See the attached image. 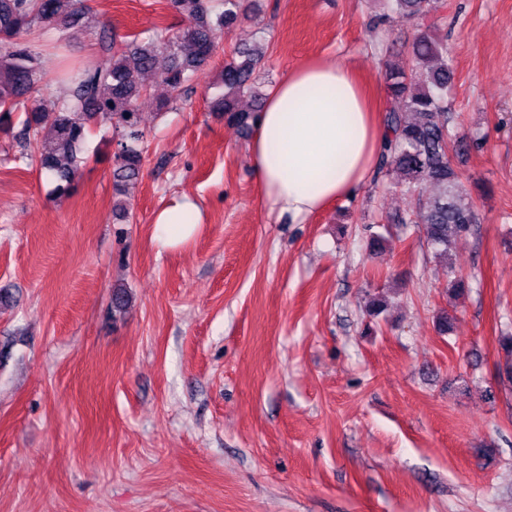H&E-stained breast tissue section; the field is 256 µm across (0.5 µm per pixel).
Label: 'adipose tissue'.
Returning <instances> with one entry per match:
<instances>
[{
	"mask_svg": "<svg viewBox=\"0 0 512 512\" xmlns=\"http://www.w3.org/2000/svg\"><path fill=\"white\" fill-rule=\"evenodd\" d=\"M385 137L354 67L316 61L268 91L249 145L251 169L270 209L303 222L367 181ZM199 228V210L186 198L159 212L155 238L179 246Z\"/></svg>",
	"mask_w": 512,
	"mask_h": 512,
	"instance_id": "obj_1",
	"label": "adipose tissue"
}]
</instances>
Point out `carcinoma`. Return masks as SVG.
I'll list each match as a JSON object with an SVG mask.
<instances>
[{"label":"carcinoma","instance_id":"obj_1","mask_svg":"<svg viewBox=\"0 0 512 512\" xmlns=\"http://www.w3.org/2000/svg\"><path fill=\"white\" fill-rule=\"evenodd\" d=\"M62 0H0V131L8 133L16 114L23 116L19 135L20 157L36 162L52 178L56 191H70L86 164L85 144L92 128L112 124L117 135L112 153V189L125 197L141 175L145 133L140 127L138 102L151 94L145 76L154 75L175 99L185 92L191 75L207 65L218 48V34L240 18V0H170V6L188 21L182 33L157 28L149 41L132 35L118 37L110 30L98 35L96 56L84 61H64L55 82L64 86L59 97H47L44 63L31 49L30 36L54 30L57 43L67 45L82 28L83 0H70L71 10L61 11ZM387 6L408 16H434L440 0H386ZM413 67L406 74L390 58L382 60L390 106L386 109L388 138L377 172L415 200V205L379 225L370 234L375 252L390 235L393 224L423 228L436 258L448 266V293L456 297L470 288L469 277L452 261V240L468 235L476 216L455 172L451 153L461 149L449 131L448 92L453 58L441 39L427 32L412 42ZM266 50L235 47L224 61L216 92L208 96L211 112L244 130L254 129L261 111L262 93L256 73ZM248 97L252 107H239ZM55 111L49 129L41 126V112ZM433 193L423 195V186Z\"/></svg>","mask_w":512,"mask_h":512}]
</instances>
